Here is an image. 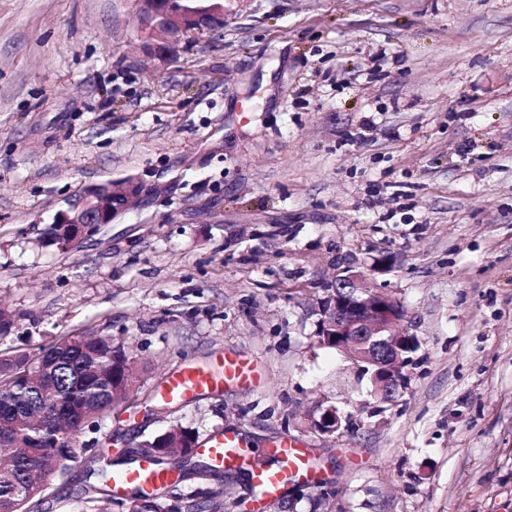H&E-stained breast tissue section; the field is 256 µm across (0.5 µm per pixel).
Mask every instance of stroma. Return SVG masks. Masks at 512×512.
Returning a JSON list of instances; mask_svg holds the SVG:
<instances>
[{"mask_svg": "<svg viewBox=\"0 0 512 512\" xmlns=\"http://www.w3.org/2000/svg\"><path fill=\"white\" fill-rule=\"evenodd\" d=\"M223 30L146 53L133 0H0V350L63 336L130 354L38 512H87L91 439L231 430L256 463L305 439L320 487L288 512H512V0H228ZM152 191L76 252L39 247L86 188ZM371 274L419 348L383 405L318 345L336 258ZM245 351L262 381L157 411L177 367ZM335 406L349 427L311 421ZM224 484L250 512L245 472Z\"/></svg>", "mask_w": 512, "mask_h": 512, "instance_id": "obj_1", "label": "stroma"}]
</instances>
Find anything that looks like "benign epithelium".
Returning <instances> with one entry per match:
<instances>
[{"mask_svg": "<svg viewBox=\"0 0 512 512\" xmlns=\"http://www.w3.org/2000/svg\"><path fill=\"white\" fill-rule=\"evenodd\" d=\"M135 0L141 20L144 46L154 54L168 56L173 45L190 38L212 24H224V0ZM148 189L137 180L89 188L76 202L57 213L54 224L67 230L72 246H81L112 223L120 214L135 207ZM365 262L344 256L336 263L335 294L322 310L319 343L336 348L357 369L367 363L374 367L371 381L382 404L393 403L408 385L405 368L410 360L401 357L405 346L417 342L402 327L403 309L390 294L368 282ZM319 433L340 430L336 408H327L312 421Z\"/></svg>", "mask_w": 512, "mask_h": 512, "instance_id": "obj_1", "label": "benign epithelium"}]
</instances>
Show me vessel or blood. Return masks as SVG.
Segmentation results:
<instances>
[{"mask_svg":"<svg viewBox=\"0 0 512 512\" xmlns=\"http://www.w3.org/2000/svg\"><path fill=\"white\" fill-rule=\"evenodd\" d=\"M260 381L261 374L251 356L245 353L223 355L216 358L214 367L184 366L172 372L164 381L159 396L167 402H180L219 390L227 382L247 390ZM244 446L243 439L237 433L221 431L207 436L199 452L219 469L234 471L249 467L252 485L257 494L264 498L280 496L289 484L301 481L314 483L321 478L301 439L290 436L281 438L272 452V462L266 465H250ZM171 479L169 472L152 461L143 460L113 474L112 490L117 494L130 490L151 493Z\"/></svg>","mask_w":512,"mask_h":512,"instance_id":"vessel-or-blood-1","label":"vessel or blood"}]
</instances>
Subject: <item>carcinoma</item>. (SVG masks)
Instances as JSON below:
<instances>
[{"mask_svg": "<svg viewBox=\"0 0 512 512\" xmlns=\"http://www.w3.org/2000/svg\"><path fill=\"white\" fill-rule=\"evenodd\" d=\"M132 365L110 336H64L41 356L0 358V433L8 452H0V512H32L45 492L44 484L63 472L73 459L65 436L76 438L97 415L114 409L124 399L112 390V368ZM161 469L177 474L178 485L209 467L175 451L156 458ZM89 474L101 476L97 485L85 489L94 512H113L112 473L115 463L106 448L96 449L87 460ZM166 487L151 493L132 492L122 503L136 512H224V489L207 492L199 499L189 494L180 504L165 496Z\"/></svg>", "mask_w": 512, "mask_h": 512, "instance_id": "1", "label": "carcinoma"}]
</instances>
